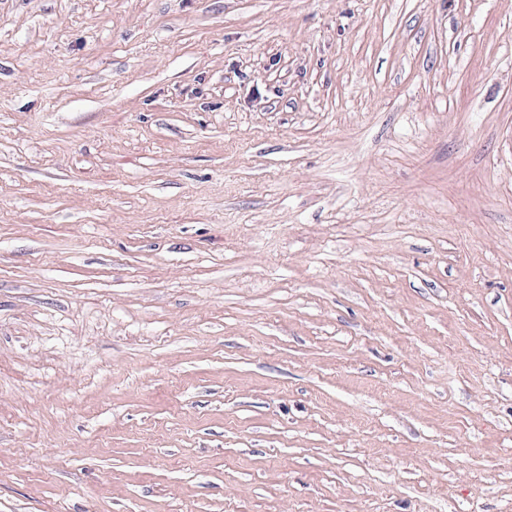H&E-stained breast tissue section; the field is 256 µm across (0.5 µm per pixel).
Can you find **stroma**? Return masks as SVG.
<instances>
[{"mask_svg":"<svg viewBox=\"0 0 512 512\" xmlns=\"http://www.w3.org/2000/svg\"><path fill=\"white\" fill-rule=\"evenodd\" d=\"M0 512H512V0H0Z\"/></svg>","mask_w":512,"mask_h":512,"instance_id":"1","label":"stroma"}]
</instances>
